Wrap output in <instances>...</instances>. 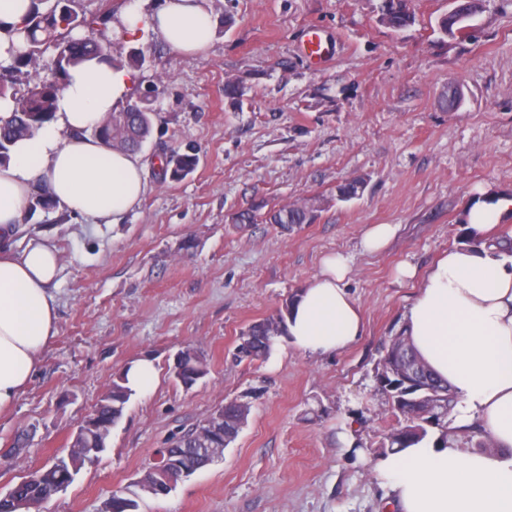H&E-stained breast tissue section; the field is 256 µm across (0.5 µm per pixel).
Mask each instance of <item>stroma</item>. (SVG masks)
Listing matches in <instances>:
<instances>
[{"label":"stroma","mask_w":512,"mask_h":512,"mask_svg":"<svg viewBox=\"0 0 512 512\" xmlns=\"http://www.w3.org/2000/svg\"><path fill=\"white\" fill-rule=\"evenodd\" d=\"M221 3L199 58L151 33L112 45L122 56L144 50L140 79L159 88L140 149V205L116 224L39 208L12 238L17 251L49 240L61 271L56 334L0 414V491L67 454L129 361L151 358L159 377L152 394L131 397L105 451L45 512H101L175 434L230 399L250 412L222 459L168 495L140 494L136 512H387L373 466L396 419L378 389L379 362L420 275L462 241L467 209L487 192L512 195V0H483L466 37L438 29L448 0H410L415 21L399 33L381 22L382 0ZM311 26L333 46L321 70L300 50ZM231 78L235 100L224 95ZM452 88L461 93L453 108ZM189 144L194 172L162 177L160 156ZM351 180L362 192L340 200L338 185ZM291 203L314 206L313 223L285 233L233 221ZM373 224L398 230L367 252L361 239ZM336 252L348 259L361 338L321 357L281 336L265 360L239 357L242 332L285 312ZM405 264L416 278H398ZM186 348L208 363L189 389L172 373Z\"/></svg>","instance_id":"1"}]
</instances>
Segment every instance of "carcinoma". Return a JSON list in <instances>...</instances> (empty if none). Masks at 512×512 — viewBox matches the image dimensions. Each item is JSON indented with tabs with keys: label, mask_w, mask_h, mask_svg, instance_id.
Wrapping results in <instances>:
<instances>
[{
	"label": "carcinoma",
	"mask_w": 512,
	"mask_h": 512,
	"mask_svg": "<svg viewBox=\"0 0 512 512\" xmlns=\"http://www.w3.org/2000/svg\"><path fill=\"white\" fill-rule=\"evenodd\" d=\"M74 4L75 0H30L29 16L24 27V45L13 54L9 64L0 65V99L8 98L13 103L10 115L0 117V166L10 160V149L16 141L32 136L53 118L56 98L70 68L91 58L103 57L133 72L143 70L144 51H132L124 58L113 56L109 50L112 37L98 29L96 21L79 13ZM382 20L393 30L411 25L413 16L407 0H383ZM23 78L27 79L26 89L18 92L15 85ZM155 117V109L150 106L145 90H136L126 98L119 112L110 115L94 131V136L110 148L137 151L149 136ZM198 162L195 148L175 149L165 172L171 180L179 181L190 174ZM309 220L305 211L287 207L271 209L265 216V222L276 224L287 232L293 230V226L306 224ZM284 331V318L281 316L268 317L249 325L241 334V339L250 341L245 357L251 360L266 358L273 350L277 335L284 334ZM207 371L204 357L189 352L182 361L178 381L183 384L187 379L206 375ZM423 371L434 391L442 396L440 402L443 407L453 409L455 397L448 383L435 377L426 367ZM382 390L388 396L391 412L398 417L396 426L387 435L386 448L391 449L399 444L394 439L399 429L410 431V442L423 439L430 427L448 436L446 427L420 417L413 405L402 401L400 393L385 385ZM131 396V390L122 385V380L113 381L112 387L91 412L90 426L82 433L83 447L87 448V452L72 456L61 466L52 464L41 468L30 475L31 481L17 483L14 486V499L0 501V512L20 509V502L29 496L47 501L54 496L57 486L71 483L72 475L79 473L85 464L101 453V430H110L121 420ZM223 408L224 426L215 434L214 448H225L234 442L249 413L248 407L237 400L225 402ZM197 432L198 428L195 427L172 438L168 446L160 450V461L146 468L147 475L163 477L176 484L205 467L202 451L197 448ZM135 498L134 491L116 493L105 507L111 512H135Z\"/></svg>",
	"instance_id": "cac0c4a2"
}]
</instances>
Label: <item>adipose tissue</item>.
<instances>
[{
    "label": "adipose tissue",
    "instance_id": "ef3b65f1",
    "mask_svg": "<svg viewBox=\"0 0 512 512\" xmlns=\"http://www.w3.org/2000/svg\"><path fill=\"white\" fill-rule=\"evenodd\" d=\"M29 7L30 0H0L1 63L22 46L15 30ZM121 24L128 38L152 31L189 59L199 57L213 35L208 0H161L150 13L135 2ZM131 84L127 70L98 59L70 70L55 120L19 140L0 168V241L22 222L39 181L59 205L96 221L119 220L140 204L146 179L139 155L106 148L91 136ZM508 213L512 197L476 201L464 216L465 241L437 260L405 314L412 349L455 394L454 427L479 426L490 448H463L432 433L387 451L375 471L395 512H512V248L491 237ZM58 273V252L45 242L19 253L0 251V413L27 387L56 334L50 288ZM348 275L344 255L322 258L286 315L295 348L332 355L362 335V310L345 287Z\"/></svg>",
    "mask_w": 512,
    "mask_h": 512
}]
</instances>
